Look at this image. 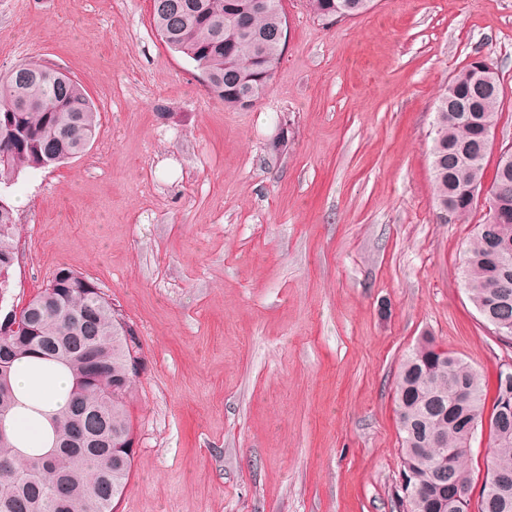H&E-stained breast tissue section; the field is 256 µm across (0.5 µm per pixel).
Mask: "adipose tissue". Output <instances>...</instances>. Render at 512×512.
<instances>
[{
  "instance_id": "1",
  "label": "adipose tissue",
  "mask_w": 512,
  "mask_h": 512,
  "mask_svg": "<svg viewBox=\"0 0 512 512\" xmlns=\"http://www.w3.org/2000/svg\"><path fill=\"white\" fill-rule=\"evenodd\" d=\"M12 382L16 394L27 405L12 422L18 438L31 448L50 446L47 417L66 405L72 390L70 373L64 369L41 370L21 360L13 365Z\"/></svg>"
}]
</instances>
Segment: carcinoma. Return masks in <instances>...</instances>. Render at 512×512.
I'll list each match as a JSON object with an SVG mask.
<instances>
[{
	"label": "carcinoma",
	"mask_w": 512,
	"mask_h": 512,
	"mask_svg": "<svg viewBox=\"0 0 512 512\" xmlns=\"http://www.w3.org/2000/svg\"><path fill=\"white\" fill-rule=\"evenodd\" d=\"M154 27L173 51L204 75L209 95L233 110L269 89L285 42L282 0H151ZM322 22L355 17L372 0H306ZM496 69L474 55L448 81L433 124L431 169L435 203L446 217L469 214L484 184L486 126L502 115ZM98 108L83 85L60 67L21 61L0 72V184L27 168L55 167L83 154L96 134ZM489 211L468 248L464 287L484 322L512 343V146L498 156L487 191ZM18 258L13 207L0 195V312L16 329L0 331V512H115L134 460L125 447L134 427L129 405L139 376L134 344L112 312V299L68 266L22 306L12 297ZM23 358L70 371L68 404L51 418L54 439L26 452L7 422L19 405L10 374ZM394 398L402 418V476L411 512H471L467 461L479 427L492 448L477 512H512V495L491 472L512 474V365L497 377L492 411L483 422L481 374L425 336L401 364ZM444 463L446 480L434 479Z\"/></svg>",
	"instance_id": "carcinoma-1"
}]
</instances>
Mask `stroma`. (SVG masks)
<instances>
[{
  "mask_svg": "<svg viewBox=\"0 0 512 512\" xmlns=\"http://www.w3.org/2000/svg\"><path fill=\"white\" fill-rule=\"evenodd\" d=\"M282 4V63L234 111L151 0H0V71L61 67L99 109L83 154L5 193L13 302L66 265L143 341L116 512H399L408 351L433 336L491 382L512 363L462 279L487 196L441 223L430 156L438 98L477 53L503 88L494 146L512 145V0H374L329 25Z\"/></svg>",
  "mask_w": 512,
  "mask_h": 512,
  "instance_id": "stroma-1",
  "label": "stroma"
}]
</instances>
